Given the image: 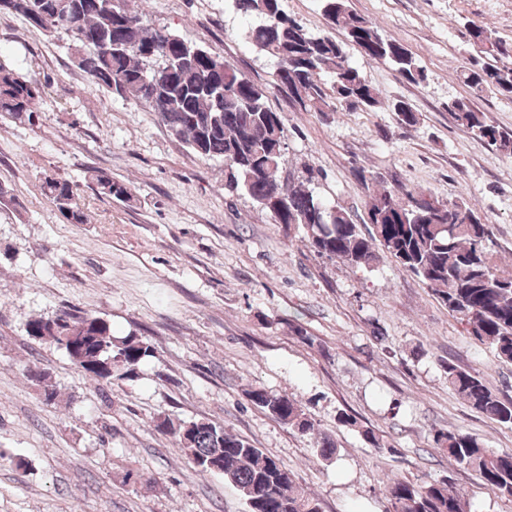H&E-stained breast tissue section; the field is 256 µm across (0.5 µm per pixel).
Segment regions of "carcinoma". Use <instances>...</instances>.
<instances>
[{
	"label": "carcinoma",
	"mask_w": 512,
	"mask_h": 512,
	"mask_svg": "<svg viewBox=\"0 0 512 512\" xmlns=\"http://www.w3.org/2000/svg\"><path fill=\"white\" fill-rule=\"evenodd\" d=\"M11 2L13 8L0 9V16L26 21L35 12L51 15L63 4H73L63 30L69 49L78 56V68L93 86L149 108L195 153L224 160L230 189L244 192L275 224L306 223L312 234L304 241L319 254L365 270L375 266L379 253L390 256L422 279L448 312L466 323L475 341L512 363V275L498 273L486 218L465 200L446 203L424 192L377 189L367 204L363 224L369 229L364 231L348 209L310 187L313 172L304 182L288 184L283 116L267 106L258 84L224 58L206 49L196 58L186 57L184 40L148 24L126 0ZM232 2L236 12L258 19L245 30V39L277 61V84L304 112L383 108L377 89L351 61L350 46L372 61L391 63L410 82L426 78L413 54L356 12L349 0H320L329 27L342 32V40L309 31L283 12L280 0ZM468 36L477 54L462 66L460 79L470 96L448 101V112L477 142L510 155L512 132L489 123L473 99L487 93L512 97V67L498 65L512 58V41L475 22ZM43 92L39 80L0 60V116L32 122ZM392 111L402 125L418 122L403 101L394 103ZM96 184L103 195L129 198L125 184L103 173L96 175ZM42 188L67 220L85 222L72 182L47 177ZM73 328L82 329V335L67 336ZM27 333L54 340L69 356L71 345L79 343L75 365L90 378L108 383L114 371L121 380L138 379L141 366L154 358L146 338L134 333L118 336L108 321L80 312L35 317ZM444 371L448 387L473 409L512 425L511 398L500 397L479 374L449 361ZM247 397L281 423L314 435L322 459L336 456L332 437L315 428L296 400L263 386L253 387ZM337 422L356 428L369 446L385 447L382 437L350 414L339 413ZM178 435L181 449L201 472L216 471L208 463L220 461L216 472L236 486L244 501L259 500L260 512H321L318 500L296 484L285 466L223 426L201 418L179 425ZM433 442L453 464L476 472L495 496L512 501V451H495L479 437L457 431H438ZM385 499L386 512H468L467 501L449 476L420 483L394 478L385 486Z\"/></svg>",
	"instance_id": "obj_1"
}]
</instances>
